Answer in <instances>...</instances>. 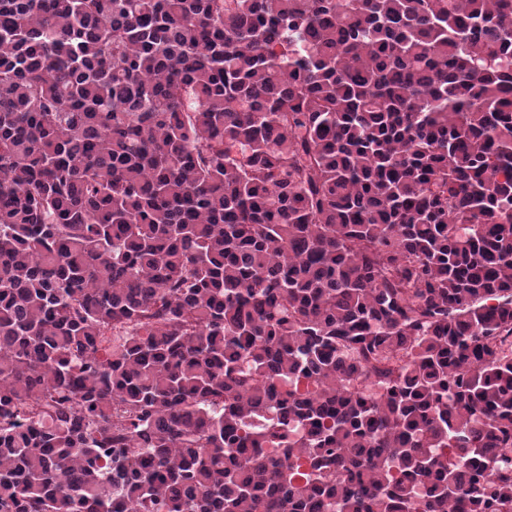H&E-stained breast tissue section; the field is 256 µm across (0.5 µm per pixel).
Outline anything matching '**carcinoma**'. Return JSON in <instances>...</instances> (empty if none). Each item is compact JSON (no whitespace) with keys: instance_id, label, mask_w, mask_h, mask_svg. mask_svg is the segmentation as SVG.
Here are the masks:
<instances>
[{"instance_id":"cac0c4a2","label":"carcinoma","mask_w":512,"mask_h":512,"mask_svg":"<svg viewBox=\"0 0 512 512\" xmlns=\"http://www.w3.org/2000/svg\"><path fill=\"white\" fill-rule=\"evenodd\" d=\"M0 512H512V0H0Z\"/></svg>"}]
</instances>
